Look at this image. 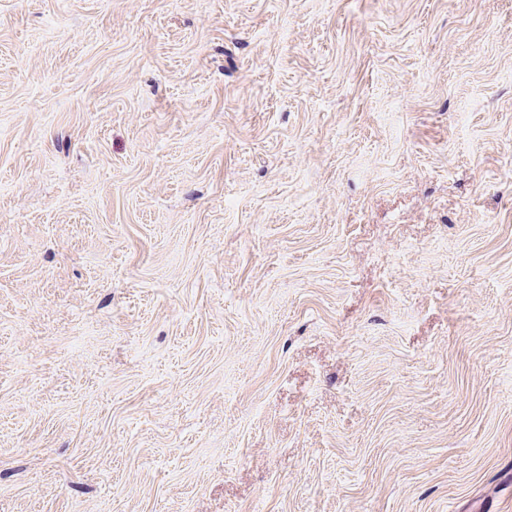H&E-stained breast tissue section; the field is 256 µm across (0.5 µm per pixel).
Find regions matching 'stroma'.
Listing matches in <instances>:
<instances>
[{
  "mask_svg": "<svg viewBox=\"0 0 512 512\" xmlns=\"http://www.w3.org/2000/svg\"><path fill=\"white\" fill-rule=\"evenodd\" d=\"M0 512H512V0H0Z\"/></svg>",
  "mask_w": 512,
  "mask_h": 512,
  "instance_id": "1",
  "label": "stroma"
}]
</instances>
